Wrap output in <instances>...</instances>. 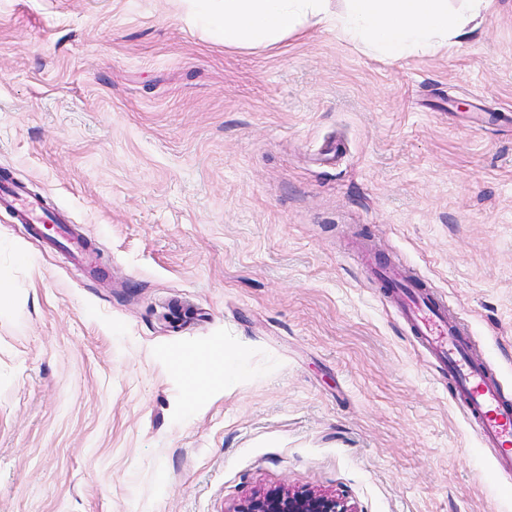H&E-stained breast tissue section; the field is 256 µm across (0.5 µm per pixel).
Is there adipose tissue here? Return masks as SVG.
Instances as JSON below:
<instances>
[{
    "mask_svg": "<svg viewBox=\"0 0 512 512\" xmlns=\"http://www.w3.org/2000/svg\"><path fill=\"white\" fill-rule=\"evenodd\" d=\"M224 44L271 48L317 25L388 59L433 55L460 46L494 0H201Z\"/></svg>",
    "mask_w": 512,
    "mask_h": 512,
    "instance_id": "ef3b65f1",
    "label": "adipose tissue"
}]
</instances>
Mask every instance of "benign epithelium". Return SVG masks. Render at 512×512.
Wrapping results in <instances>:
<instances>
[{
  "instance_id": "7a95c632",
  "label": "benign epithelium",
  "mask_w": 512,
  "mask_h": 512,
  "mask_svg": "<svg viewBox=\"0 0 512 512\" xmlns=\"http://www.w3.org/2000/svg\"><path fill=\"white\" fill-rule=\"evenodd\" d=\"M235 512H357L340 494L282 488L251 497Z\"/></svg>"
}]
</instances>
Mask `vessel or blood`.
I'll use <instances>...</instances> for the list:
<instances>
[{"mask_svg":"<svg viewBox=\"0 0 512 512\" xmlns=\"http://www.w3.org/2000/svg\"><path fill=\"white\" fill-rule=\"evenodd\" d=\"M0 204L16 210L35 235H42L48 221L44 208L22 186L1 180ZM52 244L68 250L89 270H98L95 247L76 227L59 225ZM372 274L393 298L412 334L447 368L477 437L499 449V467L512 471V399L504 394L492 366L473 356L467 342L468 326L449 321L447 302L435 296L410 269L389 261L373 265Z\"/></svg>","mask_w":512,"mask_h":512,"instance_id":"b4317fda","label":"vessel or blood"}]
</instances>
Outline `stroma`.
<instances>
[{"instance_id": "1", "label": "stroma", "mask_w": 512, "mask_h": 512, "mask_svg": "<svg viewBox=\"0 0 512 512\" xmlns=\"http://www.w3.org/2000/svg\"><path fill=\"white\" fill-rule=\"evenodd\" d=\"M0 512H512L364 240L465 321L512 395V0L442 55L320 27L225 47L189 0H0ZM223 376L192 395L174 359ZM1 201L5 207L16 210L38 237H43V224L48 221L56 224L58 231L52 238L53 246L68 250L90 272L98 270V253L91 242L76 227L61 224L58 216H46L42 204L28 195L22 186L1 180L0 204ZM234 512H358L344 495L282 488L251 497Z\"/></svg>"}]
</instances>
